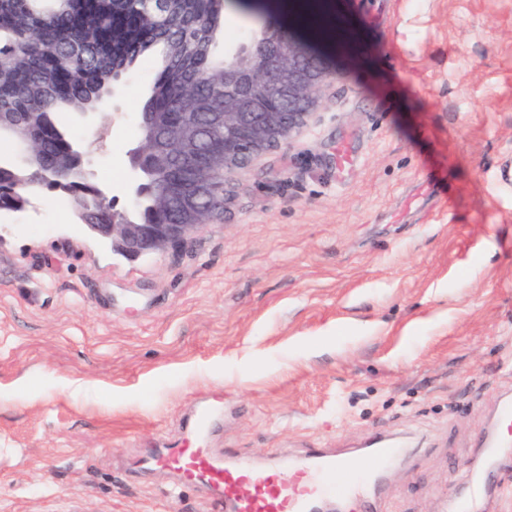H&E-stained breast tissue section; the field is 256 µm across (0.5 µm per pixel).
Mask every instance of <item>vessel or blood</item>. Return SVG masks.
I'll use <instances>...</instances> for the list:
<instances>
[{
    "mask_svg": "<svg viewBox=\"0 0 512 512\" xmlns=\"http://www.w3.org/2000/svg\"><path fill=\"white\" fill-rule=\"evenodd\" d=\"M223 417V405L198 402L185 421L188 437L184 445L149 452L141 468L175 474L180 489L210 490L221 512H316L322 504L336 500L351 512H372V501L363 494L365 482L402 459L395 442L380 439L367 455L356 458L313 448L302 457L279 454L259 465L214 447ZM490 443L495 453L512 447L511 399L499 407ZM492 493L507 498L512 496V487L488 477H470L454 512H479L480 497Z\"/></svg>",
    "mask_w": 512,
    "mask_h": 512,
    "instance_id": "1",
    "label": "vessel or blood"
}]
</instances>
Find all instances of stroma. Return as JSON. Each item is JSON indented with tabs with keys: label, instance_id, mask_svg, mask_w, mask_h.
<instances>
[{
	"label": "stroma",
	"instance_id": "35a3bbf8",
	"mask_svg": "<svg viewBox=\"0 0 512 512\" xmlns=\"http://www.w3.org/2000/svg\"><path fill=\"white\" fill-rule=\"evenodd\" d=\"M298 2L337 77L183 253L115 255L47 191L0 213V512H213L129 473L208 398L218 447L260 459L401 442L382 512H449L459 462L484 465L512 397V0ZM270 17L291 19L239 12L216 53ZM155 76L124 78L113 117L61 118L118 209Z\"/></svg>",
	"mask_w": 512,
	"mask_h": 512
}]
</instances>
